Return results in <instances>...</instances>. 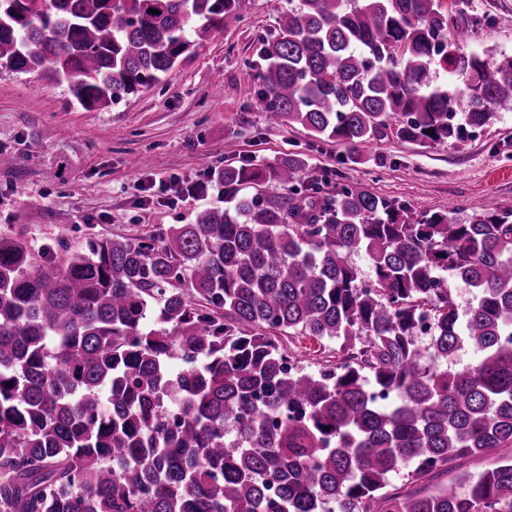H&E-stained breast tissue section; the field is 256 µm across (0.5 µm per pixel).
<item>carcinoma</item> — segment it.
Listing matches in <instances>:
<instances>
[{
  "mask_svg": "<svg viewBox=\"0 0 512 512\" xmlns=\"http://www.w3.org/2000/svg\"><path fill=\"white\" fill-rule=\"evenodd\" d=\"M456 3L298 0L258 49L268 119L345 145L342 164L389 135L466 142L512 112V57L466 51ZM238 6L0 0V70L104 108ZM308 167L288 153L174 182L220 185L224 207L159 240L62 234L39 263L0 233V512H512V456L465 493L419 486L512 448V206L413 219L365 187L328 194ZM269 180L287 194L258 193ZM282 335L335 342L336 360L308 372ZM397 473L418 488L393 489Z\"/></svg>",
  "mask_w": 512,
  "mask_h": 512,
  "instance_id": "carcinoma-1",
  "label": "carcinoma"
}]
</instances>
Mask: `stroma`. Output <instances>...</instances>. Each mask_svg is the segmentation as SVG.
Here are the masks:
<instances>
[{
  "instance_id": "obj_1",
  "label": "stroma",
  "mask_w": 512,
  "mask_h": 512,
  "mask_svg": "<svg viewBox=\"0 0 512 512\" xmlns=\"http://www.w3.org/2000/svg\"><path fill=\"white\" fill-rule=\"evenodd\" d=\"M289 7V0H240L171 76L105 108H81L46 75L0 72V231L22 233L37 249L62 231L76 248L104 237H164L198 207L223 200L217 187L197 197L169 185L223 168L230 141L237 159L263 167L306 154L310 175H327L326 191L363 186L413 217L474 215L492 201L512 206V112L494 113L459 147L388 136L343 166L344 145L269 123L247 71ZM469 12L478 21L470 51L494 62L511 57L512 0H470Z\"/></svg>"
}]
</instances>
